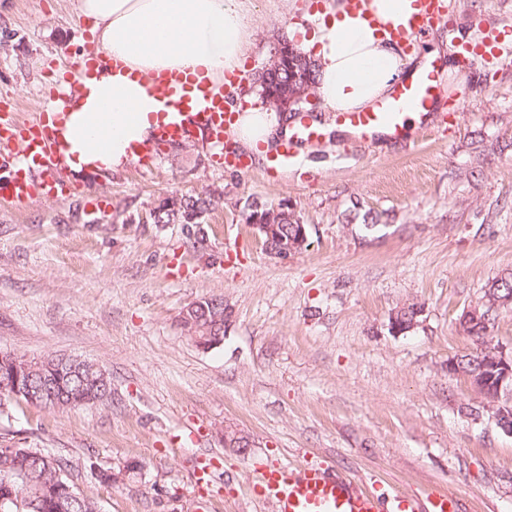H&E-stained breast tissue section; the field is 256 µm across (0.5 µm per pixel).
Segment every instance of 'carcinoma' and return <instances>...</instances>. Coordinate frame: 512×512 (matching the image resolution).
Masks as SVG:
<instances>
[{
    "mask_svg": "<svg viewBox=\"0 0 512 512\" xmlns=\"http://www.w3.org/2000/svg\"><path fill=\"white\" fill-rule=\"evenodd\" d=\"M212 206L211 198L202 195L165 197L157 202L155 223L199 224ZM484 296L479 317L461 323L467 335L478 339L486 336L484 321H493L496 302L512 298V272L493 279ZM200 302L207 307V317L200 319L196 310L186 312L187 336H224V309L210 307L204 297ZM459 363L467 374L482 373L479 352L461 356ZM101 376V366L94 361L57 354L30 359L6 352L0 357V384L6 381L10 388L0 391V415L14 400L54 410L103 402L112 396L111 379L90 383ZM70 468L45 448L0 436V512H100L97 499L69 478Z\"/></svg>",
    "mask_w": 512,
    "mask_h": 512,
    "instance_id": "obj_1",
    "label": "carcinoma"
}]
</instances>
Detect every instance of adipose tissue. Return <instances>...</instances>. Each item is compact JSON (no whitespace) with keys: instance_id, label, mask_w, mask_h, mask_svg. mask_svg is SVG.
<instances>
[{"instance_id":"adipose-tissue-1","label":"adipose tissue","mask_w":512,"mask_h":512,"mask_svg":"<svg viewBox=\"0 0 512 512\" xmlns=\"http://www.w3.org/2000/svg\"><path fill=\"white\" fill-rule=\"evenodd\" d=\"M412 4L370 0L373 27L343 0L331 7L313 42L324 111L357 112L390 97L406 60L378 27L404 19ZM252 9L253 0H78L100 49L122 68L90 74L79 94L60 101L61 164L74 172L111 171L151 143L167 121L149 94L154 74L187 70L217 87L226 76L245 74ZM288 132L284 117L259 105L242 108L231 130L241 145L265 154Z\"/></svg>"}]
</instances>
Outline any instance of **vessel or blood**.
I'll list each match as a JSON object with an SVG mask.
<instances>
[{
    "mask_svg": "<svg viewBox=\"0 0 512 512\" xmlns=\"http://www.w3.org/2000/svg\"><path fill=\"white\" fill-rule=\"evenodd\" d=\"M453 11V0H417L416 12L400 23L385 25L384 31L390 40L409 44L414 37L447 25ZM510 30V22L477 19L468 33L452 37L450 45L463 67H499L512 60V40L505 37ZM151 81L169 95L168 105L173 110L171 121L158 129L157 141H189L203 131L217 163L227 169L242 166L241 157L227 143L236 120L230 100L214 94L207 82L187 72H163L152 76ZM437 87V72L428 68L400 84L390 98L378 102L373 109L340 113L338 122L363 141L372 140L381 130L388 138H404L403 112L413 111L418 122L428 121ZM55 102V96L46 97L38 116L22 130H14L12 122H0V167L8 171L7 177L0 178V198L22 205L38 195L54 194L58 167L53 129ZM322 138V131L310 119H299L287 143L272 156V165L288 166L300 147L319 143ZM258 473L252 495L259 501L272 502L276 512H462L461 500L455 493L439 490L420 498L389 496L321 461L310 460L297 466L267 463L259 466Z\"/></svg>",
    "mask_w": 512,
    "mask_h": 512,
    "instance_id": "1",
    "label": "vessel or blood"
}]
</instances>
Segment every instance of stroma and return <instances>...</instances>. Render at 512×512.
<instances>
[{"mask_svg":"<svg viewBox=\"0 0 512 512\" xmlns=\"http://www.w3.org/2000/svg\"><path fill=\"white\" fill-rule=\"evenodd\" d=\"M313 0H254V46L241 104L277 39L314 32ZM453 27L512 20V0H455ZM451 26V27H452ZM77 0H0V109L16 123L61 91L95 48ZM449 29V28H448ZM448 29L429 32L441 93L464 100L447 124L400 142L330 132L271 174L262 159L218 168L205 137L162 146L153 166L61 171L63 192L17 207L0 200V350L91 360L112 377L106 403L53 410L19 401L0 433L73 463L101 512H276L250 495L258 462L325 461L401 495L457 493L463 512H512V436L449 360L475 351L459 321L489 282L512 272V66L463 72ZM207 195L204 226L155 224L149 207ZM112 200L87 221L91 198ZM288 203L308 245L268 254L246 204ZM224 298V342L202 350L180 315ZM414 304L418 323L392 333ZM232 426L247 455L225 447ZM199 431L198 441L185 439ZM212 460L209 486L199 459ZM141 470L114 484L105 471Z\"/></svg>","mask_w":512,"mask_h":512,"instance_id":"obj_1","label":"stroma"}]
</instances>
